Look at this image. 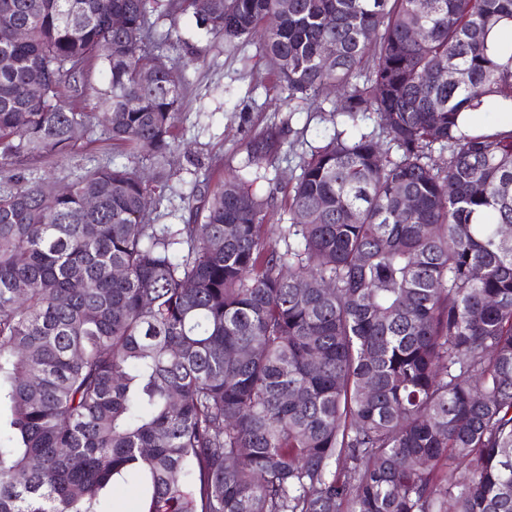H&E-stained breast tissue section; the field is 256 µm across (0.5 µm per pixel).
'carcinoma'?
I'll return each mask as SVG.
<instances>
[{
	"mask_svg": "<svg viewBox=\"0 0 512 512\" xmlns=\"http://www.w3.org/2000/svg\"><path fill=\"white\" fill-rule=\"evenodd\" d=\"M151 3L257 43L290 102L340 93L274 235L248 172L154 223L183 88ZM503 22L512 0H0V512H106L129 478L140 512H512V133H455L512 108ZM94 125L130 161L26 176ZM281 146L253 134L246 167ZM107 88V77L102 66H97L88 78L85 95L83 98L84 112H100L98 93Z\"/></svg>",
	"mask_w": 512,
	"mask_h": 512,
	"instance_id": "cac0c4a2",
	"label": "carcinoma"
}]
</instances>
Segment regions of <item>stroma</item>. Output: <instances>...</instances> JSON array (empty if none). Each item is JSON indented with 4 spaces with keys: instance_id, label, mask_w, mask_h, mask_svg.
<instances>
[{
    "instance_id": "obj_1",
    "label": "stroma",
    "mask_w": 512,
    "mask_h": 512,
    "mask_svg": "<svg viewBox=\"0 0 512 512\" xmlns=\"http://www.w3.org/2000/svg\"><path fill=\"white\" fill-rule=\"evenodd\" d=\"M156 29L168 36L170 55L178 62L177 77L183 88V105L176 126L180 151L171 159L174 174L157 218L161 224H182L189 217L184 200L204 194L210 179H221L225 171L240 167L245 154L240 145L248 136L270 126L283 130V140L294 143L292 152L280 154L274 179L260 182L261 192H273L274 203L263 219L265 229L287 223L284 196L298 175L299 153L307 145H319L331 135V121L309 111L300 101L242 76V60L255 57L257 46L225 48L222 41L205 36L192 16L177 20L159 18ZM126 162L122 148L96 126L80 132L69 155L62 160L34 163L32 177L64 182L86 168L107 161Z\"/></svg>"
}]
</instances>
